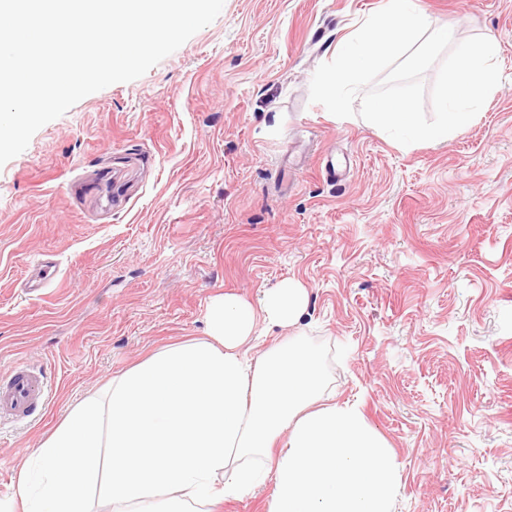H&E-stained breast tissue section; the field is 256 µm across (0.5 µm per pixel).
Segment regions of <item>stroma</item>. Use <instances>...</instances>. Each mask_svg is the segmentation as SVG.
<instances>
[{
  "label": "stroma",
  "instance_id": "stroma-1",
  "mask_svg": "<svg viewBox=\"0 0 512 512\" xmlns=\"http://www.w3.org/2000/svg\"><path fill=\"white\" fill-rule=\"evenodd\" d=\"M380 2L225 0L0 167V371L38 365L50 389L36 423L0 426L1 501L73 405L205 338L214 296L293 279L323 403L360 402L392 449L394 512H512V0H423L454 40L498 39L503 88L412 148L309 100ZM106 171L111 190L80 193ZM49 255L58 281L25 294Z\"/></svg>",
  "mask_w": 512,
  "mask_h": 512
}]
</instances>
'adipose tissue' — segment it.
Listing matches in <instances>:
<instances>
[{"label": "adipose tissue", "mask_w": 512, "mask_h": 512, "mask_svg": "<svg viewBox=\"0 0 512 512\" xmlns=\"http://www.w3.org/2000/svg\"><path fill=\"white\" fill-rule=\"evenodd\" d=\"M308 291L283 281L259 304L212 299L207 336L167 346L77 403L26 462L23 512H218L266 477L269 512H393L386 441L348 405L321 404L320 353L295 334ZM265 322L290 334L250 361Z\"/></svg>", "instance_id": "1"}]
</instances>
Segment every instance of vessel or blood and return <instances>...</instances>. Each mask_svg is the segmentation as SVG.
I'll return each mask as SVG.
<instances>
[{"mask_svg":"<svg viewBox=\"0 0 512 512\" xmlns=\"http://www.w3.org/2000/svg\"><path fill=\"white\" fill-rule=\"evenodd\" d=\"M48 380L42 369L25 361L0 374V422L31 423L48 405Z\"/></svg>","mask_w":512,"mask_h":512,"instance_id":"vessel-or-blood-1","label":"vessel or blood"}]
</instances>
